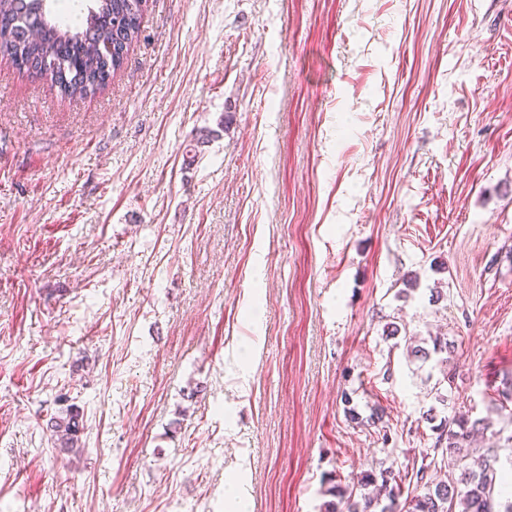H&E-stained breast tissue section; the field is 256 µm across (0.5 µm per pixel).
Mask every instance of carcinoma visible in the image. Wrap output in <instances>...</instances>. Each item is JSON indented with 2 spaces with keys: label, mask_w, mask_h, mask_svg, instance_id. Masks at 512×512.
<instances>
[{
  "label": "carcinoma",
  "mask_w": 512,
  "mask_h": 512,
  "mask_svg": "<svg viewBox=\"0 0 512 512\" xmlns=\"http://www.w3.org/2000/svg\"><path fill=\"white\" fill-rule=\"evenodd\" d=\"M147 2L91 0L72 27L56 19L47 0H0V61L26 73L30 63H40L38 74L65 98L93 95L121 70L139 38ZM406 341L410 356L424 364L433 361L445 368L455 351L442 336H410ZM57 403L51 440L64 452H76L83 413L64 394ZM422 418L435 433L430 448L401 468L392 463L359 474H336L324 490L328 500L321 512H512V501L499 499L500 448L472 447L474 434L487 429L485 419L440 417L433 406ZM407 482L412 484L408 492Z\"/></svg>",
  "instance_id": "1"
}]
</instances>
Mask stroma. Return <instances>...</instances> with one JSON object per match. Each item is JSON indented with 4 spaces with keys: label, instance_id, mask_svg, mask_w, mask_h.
I'll use <instances>...</instances> for the list:
<instances>
[{
    "label": "stroma",
    "instance_id": "stroma-1",
    "mask_svg": "<svg viewBox=\"0 0 512 512\" xmlns=\"http://www.w3.org/2000/svg\"><path fill=\"white\" fill-rule=\"evenodd\" d=\"M508 16L149 0L93 97L0 61V512H320L431 446L439 393L512 436ZM392 322L454 341L453 385ZM69 400L65 394L57 396V403L61 406L58 414L51 419L50 430L51 440L56 444H60V450L64 452H76L80 448L79 433L80 419L83 418V413L79 406L76 404H68Z\"/></svg>",
    "mask_w": 512,
    "mask_h": 512
}]
</instances>
